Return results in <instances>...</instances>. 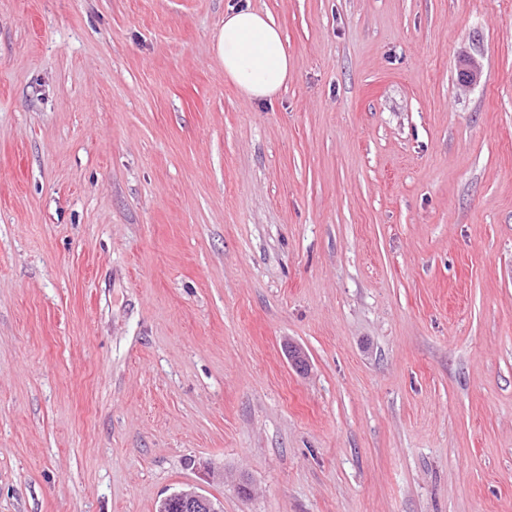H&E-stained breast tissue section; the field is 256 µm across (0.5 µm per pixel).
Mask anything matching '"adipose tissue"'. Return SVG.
<instances>
[{
  "instance_id": "obj_1",
  "label": "adipose tissue",
  "mask_w": 512,
  "mask_h": 512,
  "mask_svg": "<svg viewBox=\"0 0 512 512\" xmlns=\"http://www.w3.org/2000/svg\"><path fill=\"white\" fill-rule=\"evenodd\" d=\"M213 50L225 79L248 100H273L286 89L293 60L269 13L252 6L229 11Z\"/></svg>"
}]
</instances>
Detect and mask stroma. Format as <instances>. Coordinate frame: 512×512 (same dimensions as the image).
Masks as SVG:
<instances>
[{
    "mask_svg": "<svg viewBox=\"0 0 512 512\" xmlns=\"http://www.w3.org/2000/svg\"><path fill=\"white\" fill-rule=\"evenodd\" d=\"M189 485L512 512V0H0V512ZM213 50L224 78L248 100L271 101L286 89L293 60L268 12L247 4L226 13Z\"/></svg>",
    "mask_w": 512,
    "mask_h": 512,
    "instance_id": "35a3bbf8",
    "label": "stroma"
}]
</instances>
